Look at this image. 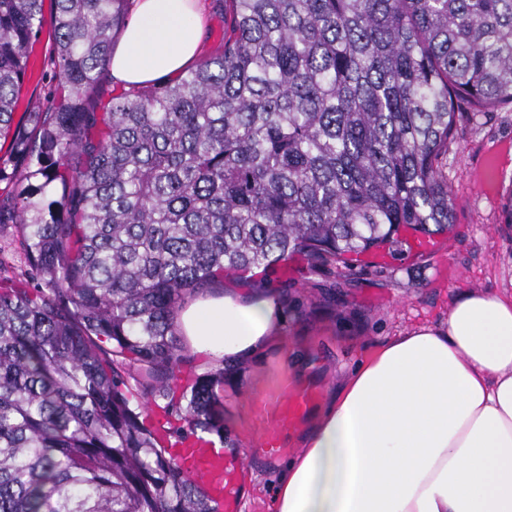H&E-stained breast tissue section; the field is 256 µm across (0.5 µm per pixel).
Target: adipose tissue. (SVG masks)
<instances>
[{"label": "adipose tissue", "mask_w": 512, "mask_h": 512, "mask_svg": "<svg viewBox=\"0 0 512 512\" xmlns=\"http://www.w3.org/2000/svg\"><path fill=\"white\" fill-rule=\"evenodd\" d=\"M196 0H136L108 73L124 87L196 59ZM188 349L236 365L281 337L274 290L210 292L179 315ZM274 512H512V294L464 291L446 322L360 360L281 468Z\"/></svg>", "instance_id": "ef3b65f1"}]
</instances>
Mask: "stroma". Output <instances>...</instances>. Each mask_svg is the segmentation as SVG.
I'll return each mask as SVG.
<instances>
[{
	"mask_svg": "<svg viewBox=\"0 0 512 512\" xmlns=\"http://www.w3.org/2000/svg\"><path fill=\"white\" fill-rule=\"evenodd\" d=\"M52 41L51 26H44L29 57L19 111L44 102L57 83L49 61ZM445 172L456 224L438 237L434 252L395 254L381 267L358 262L350 274L341 264L315 267L297 254L269 273V285L284 305V339L224 372L226 444L246 462L240 512H272L273 485L285 462L256 451L257 400L305 387L317 391L305 428L286 438L289 454H296L306 427L375 347L416 325L446 320L461 291H512V224L504 212L512 193V110L477 113L459 144L450 147Z\"/></svg>",
	"mask_w": 512,
	"mask_h": 512,
	"instance_id": "1",
	"label": "stroma"
}]
</instances>
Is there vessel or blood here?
<instances>
[{"label":"vessel or blood","mask_w":512,"mask_h":512,"mask_svg":"<svg viewBox=\"0 0 512 512\" xmlns=\"http://www.w3.org/2000/svg\"><path fill=\"white\" fill-rule=\"evenodd\" d=\"M311 398V391L300 390L283 401L260 402L259 409L266 422L259 443L262 451L270 455L283 451L285 434L301 421ZM171 454L205 489L216 512H240L243 458L194 438L174 443Z\"/></svg>","instance_id":"1"}]
</instances>
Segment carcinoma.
<instances>
[{
  "label": "carcinoma",
  "instance_id": "carcinoma-1",
  "mask_svg": "<svg viewBox=\"0 0 512 512\" xmlns=\"http://www.w3.org/2000/svg\"><path fill=\"white\" fill-rule=\"evenodd\" d=\"M51 2L0 0V512H215L149 420L224 439L180 304L448 230L458 102L512 107V0H220L218 54L103 112L131 0ZM48 21L58 88L18 118Z\"/></svg>",
  "mask_w": 512,
  "mask_h": 512
}]
</instances>
